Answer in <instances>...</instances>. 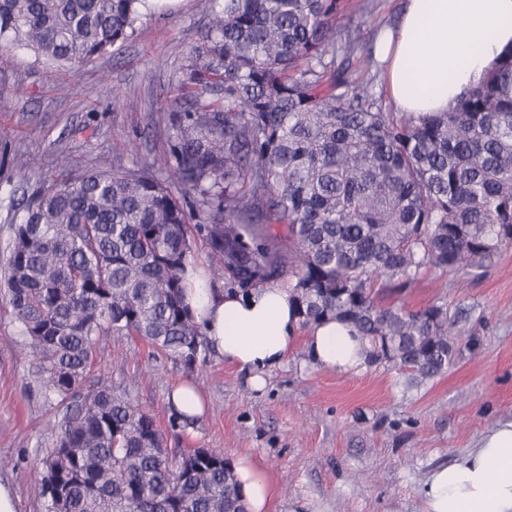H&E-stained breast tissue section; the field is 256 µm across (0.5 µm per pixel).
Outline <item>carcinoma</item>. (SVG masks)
<instances>
[{
	"label": "carcinoma",
	"mask_w": 512,
	"mask_h": 512,
	"mask_svg": "<svg viewBox=\"0 0 512 512\" xmlns=\"http://www.w3.org/2000/svg\"><path fill=\"white\" fill-rule=\"evenodd\" d=\"M150 0H0V43L74 73L128 40ZM343 0H211L178 68L167 148L125 169L68 156L10 225L0 296L32 383L56 408L35 459L45 512H243L218 448L171 451L153 415L91 375L138 336L188 368L208 347L183 297L197 239L212 277L288 276L306 327L335 319L418 384L453 366L445 304L402 297L425 271L472 276L512 243V51L451 112H387L336 58L362 45ZM12 157L8 181L29 182ZM401 297L381 305L383 295Z\"/></svg>",
	"instance_id": "1"
}]
</instances>
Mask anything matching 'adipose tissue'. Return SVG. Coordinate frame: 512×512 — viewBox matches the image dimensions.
I'll return each mask as SVG.
<instances>
[{"label":"adipose tissue","mask_w":512,"mask_h":512,"mask_svg":"<svg viewBox=\"0 0 512 512\" xmlns=\"http://www.w3.org/2000/svg\"><path fill=\"white\" fill-rule=\"evenodd\" d=\"M512 50V0H406L395 31L379 45L385 89L400 112H449ZM184 300L210 347L245 371L253 387L288 360L296 336L318 366L355 372L366 353L354 330L333 320L302 327L293 292L270 281L245 293L216 288L188 264ZM234 470L249 512H269L272 489L246 456ZM423 512H512V420L491 426L456 463L433 470Z\"/></svg>","instance_id":"adipose-tissue-1"}]
</instances>
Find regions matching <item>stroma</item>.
I'll list each match as a JSON object with an SVG mask.
<instances>
[{"label":"stroma","mask_w":512,"mask_h":512,"mask_svg":"<svg viewBox=\"0 0 512 512\" xmlns=\"http://www.w3.org/2000/svg\"><path fill=\"white\" fill-rule=\"evenodd\" d=\"M404 2L355 0L339 22L374 43ZM209 8V0H164L118 52L76 79L27 49L0 46V97L11 103L0 109V258L31 192L7 185L12 155L23 153L41 182L55 176L64 153L79 169L109 172L130 166L134 155L162 152V117L181 53L196 41ZM105 78L119 88V103L102 96ZM405 302L414 310L443 302L460 316L456 365L417 388L380 365L355 373L318 367L301 335L257 390L214 352L191 370L136 336L101 346L95 370L155 416L168 447L220 448L230 461L249 456L273 489L270 512H421L429 472L461 460L491 425L512 419V246L466 281L429 272ZM18 339L12 308L0 298V458L10 461L0 468V484L14 493L17 512H44L32 494L34 459L53 410L30 382L31 360L17 356ZM184 381L207 402L204 416L188 425L174 423L167 403Z\"/></svg>","instance_id":"1"}]
</instances>
